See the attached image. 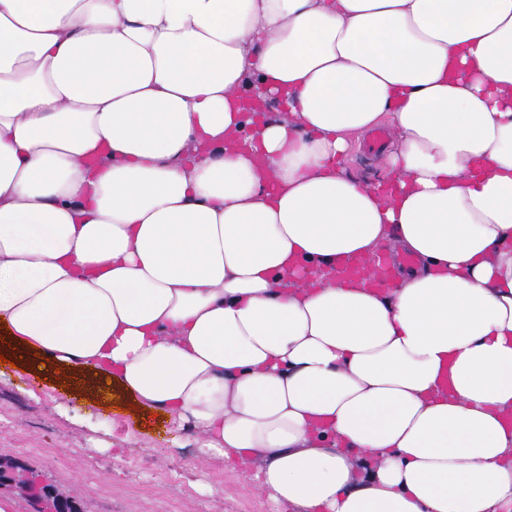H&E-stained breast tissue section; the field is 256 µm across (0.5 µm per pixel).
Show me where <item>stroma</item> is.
Masks as SVG:
<instances>
[{
  "mask_svg": "<svg viewBox=\"0 0 512 512\" xmlns=\"http://www.w3.org/2000/svg\"><path fill=\"white\" fill-rule=\"evenodd\" d=\"M82 400L62 374L0 364V455L55 480L87 512H271L228 462L199 466L190 431L124 401L99 409L112 431L95 432L74 421ZM57 402L70 417L55 412ZM105 439L111 451L101 450Z\"/></svg>",
  "mask_w": 512,
  "mask_h": 512,
  "instance_id": "1",
  "label": "stroma"
}]
</instances>
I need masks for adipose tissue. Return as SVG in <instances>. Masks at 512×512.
Here are the masks:
<instances>
[{
    "label": "adipose tissue",
    "mask_w": 512,
    "mask_h": 512,
    "mask_svg": "<svg viewBox=\"0 0 512 512\" xmlns=\"http://www.w3.org/2000/svg\"><path fill=\"white\" fill-rule=\"evenodd\" d=\"M0 333L274 507L512 512V0H0ZM364 136L361 138L359 149H356L357 143H355L352 147L351 153H350V170L358 175H361L363 177H372L375 178L378 173L380 172L379 166L377 165V162L379 160L378 158V152L376 154H367L363 151L361 145L363 142Z\"/></svg>",
    "instance_id": "1"
}]
</instances>
